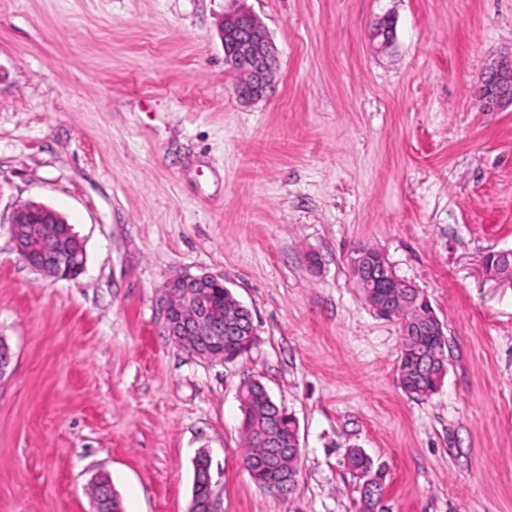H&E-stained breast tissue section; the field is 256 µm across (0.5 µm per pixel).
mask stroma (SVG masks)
Listing matches in <instances>:
<instances>
[{
    "mask_svg": "<svg viewBox=\"0 0 512 512\" xmlns=\"http://www.w3.org/2000/svg\"><path fill=\"white\" fill-rule=\"evenodd\" d=\"M242 7L279 52L253 105L220 36ZM510 52L512 0H0V512H90L100 470L123 512H189L202 451L222 512H354L353 447L390 512H512V288L483 264L512 249V107L477 95ZM29 201L72 225L78 277L17 256ZM360 248L443 324L430 397L398 384L400 324L363 300ZM184 273L251 311L243 357L167 335ZM247 376L297 423L292 494L242 463Z\"/></svg>",
    "mask_w": 512,
    "mask_h": 512,
    "instance_id": "obj_1",
    "label": "stroma"
}]
</instances>
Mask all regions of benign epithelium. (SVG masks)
<instances>
[{
    "label": "benign epithelium",
    "mask_w": 512,
    "mask_h": 512,
    "mask_svg": "<svg viewBox=\"0 0 512 512\" xmlns=\"http://www.w3.org/2000/svg\"><path fill=\"white\" fill-rule=\"evenodd\" d=\"M225 63L233 71L246 69L249 78L234 86L236 97L244 102L263 98L278 65V52L268 31L256 21L253 13L238 9L224 16L222 28ZM479 99L490 109L502 104L512 105V54H505L484 68L479 77ZM11 237L19 258L42 278L52 281L71 279L84 269L83 245L70 225L53 209L39 203H25L12 213ZM356 273L371 271L365 282L363 297L371 309L385 315L389 299L399 289L409 286L393 270L385 255L377 250L361 253L352 261ZM220 288L224 313L219 316L213 308L212 294ZM412 324L427 318L435 324L440 320L431 312L429 299L422 291ZM242 305L224 285V279L211 274L184 273L167 280L163 285L164 328L177 337L184 348L202 360L224 358V337L234 336L242 327ZM194 476L192 502L189 512H218L216 492L211 474V459L207 452L198 454ZM94 483L100 487L99 496L92 500L94 512H122L121 502L106 475Z\"/></svg>",
    "instance_id": "benign-epithelium-1"
}]
</instances>
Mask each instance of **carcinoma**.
I'll list each match as a JSON object with an SVG mask.
<instances>
[{"label": "carcinoma", "instance_id": "carcinoma-1", "mask_svg": "<svg viewBox=\"0 0 512 512\" xmlns=\"http://www.w3.org/2000/svg\"><path fill=\"white\" fill-rule=\"evenodd\" d=\"M415 306V291L403 289L393 302V313L399 319L411 314ZM256 337L244 332L225 338L227 360L232 361L247 353L255 344ZM448 372L447 339L427 331L414 330L402 336L401 354L397 366L398 383L402 391L413 398L429 397L443 385ZM250 398L241 403L243 463L258 485L270 488L271 467L275 460V448H289L296 433L295 420L274 400L266 397L267 388L259 380L248 378ZM347 465L351 473L371 471L378 481L371 489H363L356 501L357 512H383L382 490L385 471L382 466L367 457L360 449L348 452ZM299 466L285 461L280 466L281 478L275 491L290 494L297 485Z\"/></svg>", "mask_w": 512, "mask_h": 512}]
</instances>
